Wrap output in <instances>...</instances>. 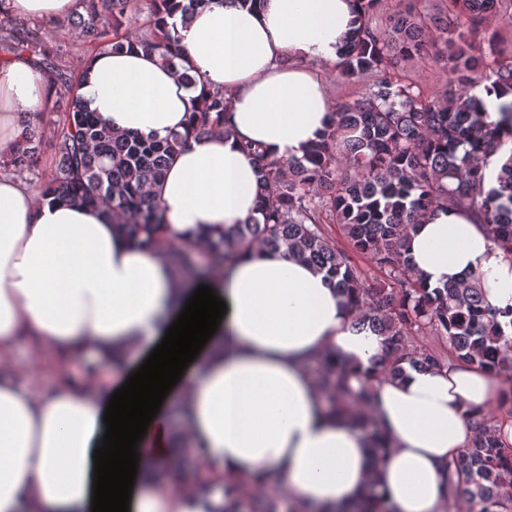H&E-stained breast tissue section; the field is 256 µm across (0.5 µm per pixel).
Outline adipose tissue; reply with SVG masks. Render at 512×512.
I'll return each instance as SVG.
<instances>
[{
    "mask_svg": "<svg viewBox=\"0 0 512 512\" xmlns=\"http://www.w3.org/2000/svg\"><path fill=\"white\" fill-rule=\"evenodd\" d=\"M80 7L0 0V15L62 22ZM360 13L358 0H225L177 26L195 84L142 49L100 50L84 61L78 93L114 133L187 135L158 196L171 231L199 248L206 234L259 215L257 166L243 141L274 159L302 157L320 141L334 110L322 71ZM214 92L224 95L225 134L189 137L192 112ZM52 94L27 61L0 64V153ZM410 253L430 286L473 273L490 305L512 307V260L473 214L437 211L415 229ZM207 284L227 311L172 389L185 427L172 431L156 416L137 447L130 512H224L261 493L269 473L298 512H334L375 482L394 512H446L448 465L474 436L467 417L502 398L503 377L452 361L378 382L371 409L389 455L377 465L353 417L327 410L308 366L333 350L365 368L382 348V337L354 326L325 273L257 246ZM192 294L152 241L131 242L105 209L53 202L0 176V512H89L106 405ZM84 355L96 372L68 382L71 360ZM22 365L29 381L18 379ZM185 462L212 485L184 484Z\"/></svg>",
    "mask_w": 512,
    "mask_h": 512,
    "instance_id": "1",
    "label": "adipose tissue"
}]
</instances>
